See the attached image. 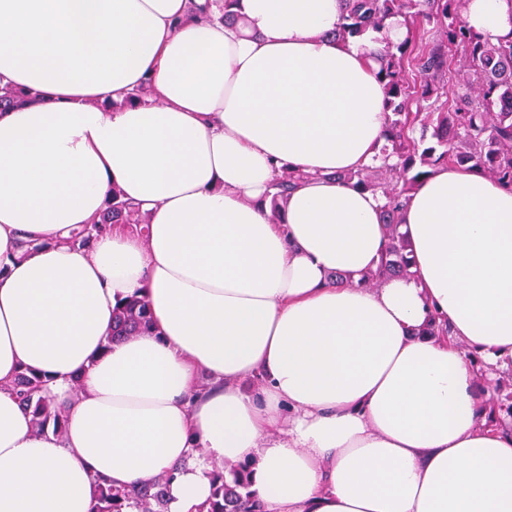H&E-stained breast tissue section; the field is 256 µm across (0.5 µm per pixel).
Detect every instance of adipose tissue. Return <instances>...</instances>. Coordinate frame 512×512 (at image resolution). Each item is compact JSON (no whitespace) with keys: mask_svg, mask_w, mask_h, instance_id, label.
I'll list each match as a JSON object with an SVG mask.
<instances>
[{"mask_svg":"<svg viewBox=\"0 0 512 512\" xmlns=\"http://www.w3.org/2000/svg\"><path fill=\"white\" fill-rule=\"evenodd\" d=\"M205 2L0 0V84L39 95L0 113V512L166 472L168 512H196L216 461L264 512H512V430L479 393L512 367V188L438 166L401 213L411 276L362 283L387 244L384 197L342 179L385 158L370 43L334 38L343 0ZM464 19L498 43L512 0ZM115 187L148 237L56 244ZM136 294L153 329L111 341ZM23 366L63 435L35 434ZM294 172L283 171L278 181H276L273 186L275 192L272 197V210H271V220L273 222H279L280 218V209L279 202L285 199L288 195L289 190L293 188V184L295 181ZM42 386L41 375L23 369L13 383L12 391L20 405L32 415L33 428L37 433L52 429L54 434L62 435L67 421L66 414L42 395Z\"/></svg>","mask_w":512,"mask_h":512,"instance_id":"adipose-tissue-1","label":"adipose tissue"}]
</instances>
